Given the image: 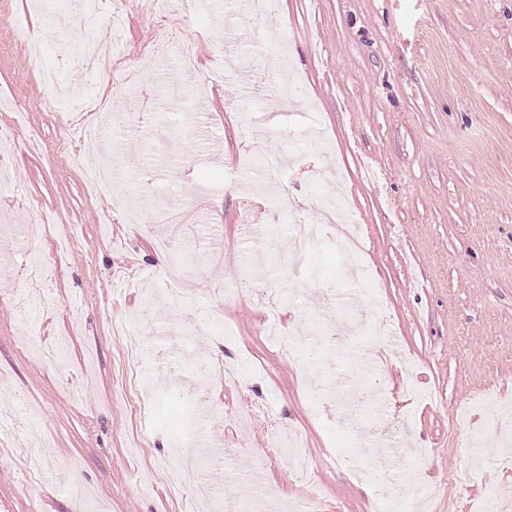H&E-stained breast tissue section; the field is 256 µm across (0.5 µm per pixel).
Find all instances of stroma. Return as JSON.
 Segmentation results:
<instances>
[{
    "label": "stroma",
    "instance_id": "1",
    "mask_svg": "<svg viewBox=\"0 0 512 512\" xmlns=\"http://www.w3.org/2000/svg\"><path fill=\"white\" fill-rule=\"evenodd\" d=\"M194 38L185 109L148 102L138 136L117 129L158 55L142 46L151 18L137 0H98L73 26L64 0H0V141L24 190L0 184V210L39 203L24 241L0 235V253L24 266L40 254L48 275L0 272V512H190L224 504L227 477L207 454L220 443L249 478L236 491L250 512L258 487L282 502L317 492V512H372L377 485L404 495L399 512H473L487 487L512 499V0H272L253 20L288 33V50L234 40L224 18L236 0H169ZM119 21L125 68L102 81L80 62L82 36ZM46 41L29 56L8 34ZM246 58L266 87L257 109L233 110L225 68ZM54 69L60 100L41 79ZM207 123L191 136L189 115ZM277 172L238 168L266 150ZM331 161L362 240L367 282H346L349 256L334 239L295 252L288 212L316 213L305 172ZM120 171L118 190L91 189L90 166ZM153 215L127 219L128 207ZM271 229L262 241L243 224ZM184 238L195 308L169 301L157 255ZM343 283L359 319L383 318L387 338L315 336L292 358L266 335L335 305ZM163 303L147 315L144 290ZM37 299L20 313L14 296ZM65 339L63 361L50 359ZM219 348L242 366L217 384L181 354ZM149 347L153 384L137 386L125 361ZM85 376L81 396L65 379ZM221 419L196 443V471L174 458L195 405ZM300 432L315 486L286 454L269 455L276 430ZM483 433L485 465L470 468V434ZM84 489L76 506L72 481Z\"/></svg>",
    "mask_w": 512,
    "mask_h": 512
}]
</instances>
